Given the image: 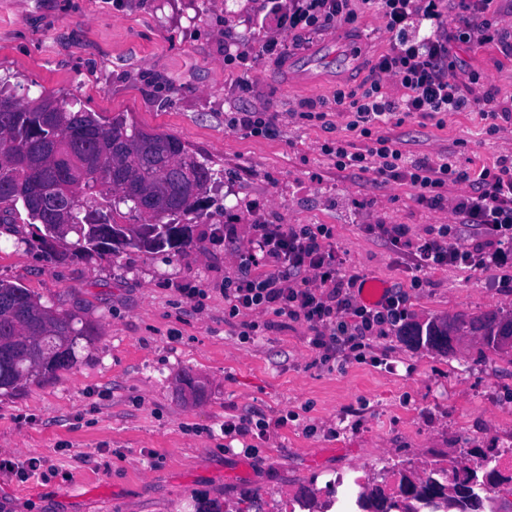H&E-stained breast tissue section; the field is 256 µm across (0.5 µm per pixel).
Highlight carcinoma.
<instances>
[{"label": "carcinoma", "instance_id": "1", "mask_svg": "<svg viewBox=\"0 0 512 512\" xmlns=\"http://www.w3.org/2000/svg\"><path fill=\"white\" fill-rule=\"evenodd\" d=\"M65 99H16L0 87V228L35 230L52 259L91 260L135 249L158 253L190 241L191 224L208 220L217 173L177 137L148 132L124 117L103 121ZM71 225L60 239L56 227ZM94 328L38 302L21 285L0 280V391L16 395L36 379L70 368ZM453 336H477L489 350L512 354V311L415 324L413 344L445 349ZM457 482L400 473L398 492L365 482L347 512H485L478 481L498 483L491 460L464 469Z\"/></svg>", "mask_w": 512, "mask_h": 512}]
</instances>
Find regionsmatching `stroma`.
Masks as SVG:
<instances>
[{
	"label": "stroma",
	"instance_id": "1",
	"mask_svg": "<svg viewBox=\"0 0 512 512\" xmlns=\"http://www.w3.org/2000/svg\"><path fill=\"white\" fill-rule=\"evenodd\" d=\"M287 8L279 0L276 12L254 16L232 0H0V81L17 95L74 98L100 117L175 135L224 173L210 192L217 215L193 225L187 247L54 263L0 233V279L97 331L70 369L0 395V456L57 472L48 481L0 474V512H195L209 499L239 512L253 495L279 512L339 472L420 473L448 457L477 469L512 447V363L477 337H453L440 352L393 336L363 360L325 364L304 322L270 317L246 344L225 323L224 279L259 223L331 226L346 271L405 291L410 321L512 309V254L499 268L429 272L414 288L409 250L395 251L378 230L401 224L414 240L448 224L450 242L482 237L453 213L471 183L427 207L409 186L337 170L320 150L366 145L336 94L369 86L400 36L373 0H348L351 27L288 32L278 22ZM272 41L285 43L284 55L264 53ZM228 52L246 65L225 63ZM451 52L459 78L481 75L475 96L512 109V55L501 43L458 42ZM299 64L311 71L307 83L294 81ZM310 110L321 119H307ZM246 111L271 113V135L234 127ZM373 131L399 137L411 157L449 154L473 169L512 155V118L492 123L477 110ZM191 288L205 291L202 306L187 299ZM249 413L271 421L267 438L249 453L238 441L225 446L224 419Z\"/></svg>",
	"mask_w": 512,
	"mask_h": 512
}]
</instances>
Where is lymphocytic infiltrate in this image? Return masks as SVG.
I'll use <instances>...</instances> for the list:
<instances>
[{"instance_id":"lymphocytic-infiltrate-1","label":"lymphocytic infiltrate","mask_w":512,"mask_h":512,"mask_svg":"<svg viewBox=\"0 0 512 512\" xmlns=\"http://www.w3.org/2000/svg\"><path fill=\"white\" fill-rule=\"evenodd\" d=\"M348 0H292L283 19L285 29H318L331 23L351 25L355 16ZM389 31L401 33L389 53L376 64L378 78L363 91L340 92L337 105L353 114L351 128L371 138L366 148L350 151L347 146H323L336 160L338 169L375 170L390 182L409 185L416 202L429 206L442 203L449 185L470 182L473 193L459 202L456 214L462 223L483 225L487 240L466 244L448 241L447 226L431 229L427 236L410 241L405 226L388 229L396 249L411 248L414 256L412 285L424 273L448 266L484 270L500 266L502 244L512 243V157L502 158L479 172L450 159L436 163L429 158H410L399 138L373 135L372 126L391 121L395 112L436 118L445 112L485 108L486 102L467 97L457 79L452 42L490 43L496 38L484 12L488 0H376ZM469 20L466 31L446 30L443 9ZM431 21L434 32L422 40L404 38L415 17ZM391 78L404 89L395 103L384 91ZM333 231L324 224H256L249 245L239 256L237 273L224 280V312L238 319V336L247 341L266 330V323L246 320V313H270L301 320L312 336L310 347L321 361L337 353L351 354L371 348L374 340L392 336L407 325L406 296L386 291L380 301L366 304L357 295L362 279L342 272L330 244Z\"/></svg>"}]
</instances>
